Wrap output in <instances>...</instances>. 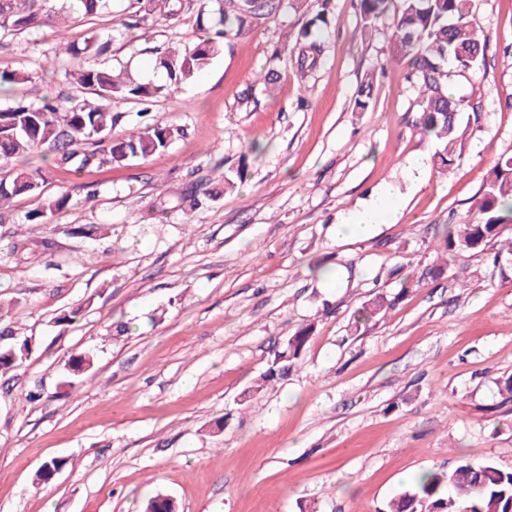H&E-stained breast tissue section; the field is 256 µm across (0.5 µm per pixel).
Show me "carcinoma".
<instances>
[{"label": "carcinoma", "mask_w": 512, "mask_h": 512, "mask_svg": "<svg viewBox=\"0 0 512 512\" xmlns=\"http://www.w3.org/2000/svg\"><path fill=\"white\" fill-rule=\"evenodd\" d=\"M113 0H0V39L41 27L60 28L62 21L74 14L96 17L112 10ZM132 15L159 13L178 18L190 8L191 0H127ZM393 0H356V8L365 26L377 22ZM399 19L387 35L392 57L404 63L408 78L422 89L419 125L434 136L441 150L436 164L447 168L461 156L465 128L459 114L477 108L448 94V67L461 72L475 71L484 64L487 38L481 36L471 21L472 0H398ZM281 0H222L213 19L214 36L192 46L166 48L159 57L169 85L192 80L210 64L224 44L240 36L251 26L275 13ZM326 12L320 11L296 40L299 55L315 64L322 53V30ZM107 43L90 31L82 40H63L51 60V66L70 76L82 89L94 95L68 105L48 99L39 104L16 91L29 81L23 72L0 74V88L11 103L0 108V211L14 198L43 195L46 181L41 167H32L33 156L47 158L52 153V167L75 173L91 167L120 164L145 158L168 147L178 131L158 125L130 132L120 139L111 137L120 115L112 111L115 99L136 100L141 104L161 93L164 86L136 81L127 71L110 65L71 72L68 61L80 55L100 56ZM71 197L62 193L46 199L28 213V221L48 220L65 209ZM512 229V156L499 159L488 171L481 195L470 222L458 224L444 237V253L462 258L487 250L504 232ZM394 306L384 295L375 296L358 310V318H370ZM310 330L288 340L278 358H295L309 338ZM13 331H0V372L21 368L29 359L28 340L12 339ZM93 367V357L74 356L69 370L71 386L83 382ZM66 465L62 458L44 461L36 479L45 481ZM512 508V471L492 464L463 462L448 472H427L415 480V487L392 500L388 512H509Z\"/></svg>", "instance_id": "obj_1"}]
</instances>
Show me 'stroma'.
Instances as JSON below:
<instances>
[{
  "label": "stroma",
  "mask_w": 512,
  "mask_h": 512,
  "mask_svg": "<svg viewBox=\"0 0 512 512\" xmlns=\"http://www.w3.org/2000/svg\"><path fill=\"white\" fill-rule=\"evenodd\" d=\"M123 8L69 22L68 39L93 30L111 41L70 69L102 61L163 84L155 48L210 36L193 10L136 24ZM317 9L284 0L146 115L114 103L113 137L158 123L177 131L165 150L49 170L44 195L71 202L47 222H26L33 196L0 211V294L19 312L0 329L32 349L0 375V512H141L156 495L179 512H384L423 472L512 470V271L487 253L462 274L438 257L512 153V0L473 2L486 65L452 75L448 90L479 119L446 170L405 65L389 59L393 15L367 30L354 0H331L323 53L303 68L294 43ZM58 43L48 27L0 40V73L29 71L22 90L35 103L86 97L39 70ZM388 185L400 197L384 223L337 238L336 224ZM189 188L198 208L178 203ZM79 226L92 235H74ZM378 294L395 307L355 323ZM306 327L300 357L266 379ZM85 350L94 365L75 390L67 364ZM34 389L41 398L28 401ZM51 457L66 466L35 481Z\"/></svg>",
  "instance_id": "1"
}]
</instances>
